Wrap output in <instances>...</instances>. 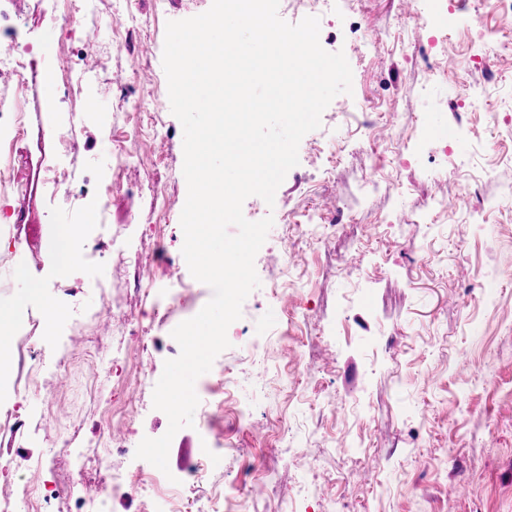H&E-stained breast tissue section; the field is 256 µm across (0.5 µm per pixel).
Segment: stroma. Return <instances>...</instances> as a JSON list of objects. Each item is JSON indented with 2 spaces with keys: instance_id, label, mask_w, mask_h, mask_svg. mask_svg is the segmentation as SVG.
I'll use <instances>...</instances> for the list:
<instances>
[{
  "instance_id": "35a3bbf8",
  "label": "stroma",
  "mask_w": 512,
  "mask_h": 512,
  "mask_svg": "<svg viewBox=\"0 0 512 512\" xmlns=\"http://www.w3.org/2000/svg\"><path fill=\"white\" fill-rule=\"evenodd\" d=\"M211 4L91 0L76 16L50 0H0V28L32 48L39 70L56 77L69 68L80 87L72 96L59 84L50 95L40 82L27 95V117L43 135L17 151L30 178L51 168L58 185L30 201L38 240L26 275L0 267V304L24 299L46 372H62L63 386L41 392L14 440L22 466L0 474V506L43 463L69 489L59 512L98 492L107 468L140 464L134 450L119 458L102 445L76 476L68 448L49 442L45 427L93 440L100 407L92 393L111 388L108 363L123 341L118 319L101 309L112 301L136 314L150 307L113 277L125 225H141L139 249L163 251L164 267L189 283L182 319L212 297L181 252L183 129L162 67L167 22ZM279 14L292 24L319 18L320 44L344 51L352 91L303 137L273 205L256 196L243 204L248 220L274 224L255 258L260 285L214 361L245 380L224 398L227 452L206 486L225 512H512V16L483 0H280ZM119 17L135 27L125 41L112 26ZM143 98L158 107L139 108ZM438 123L453 138H434ZM118 143L129 156L121 168ZM115 176L124 187L100 217L116 237L113 250L95 266L57 268L52 225L78 223ZM334 215L373 236L319 240ZM286 268L294 284L277 300L271 290ZM63 279L80 290L63 305L69 337L61 345L45 333L43 310ZM34 280L42 290L31 295ZM272 307L280 318L270 323ZM258 354L268 371L253 383L246 376ZM62 355L69 364L61 371ZM246 405L248 431L235 421ZM204 421L196 409L193 427L171 442L167 496L115 498L111 512H175L177 481L198 456ZM247 457L275 460L272 478L244 476Z\"/></svg>"
}]
</instances>
